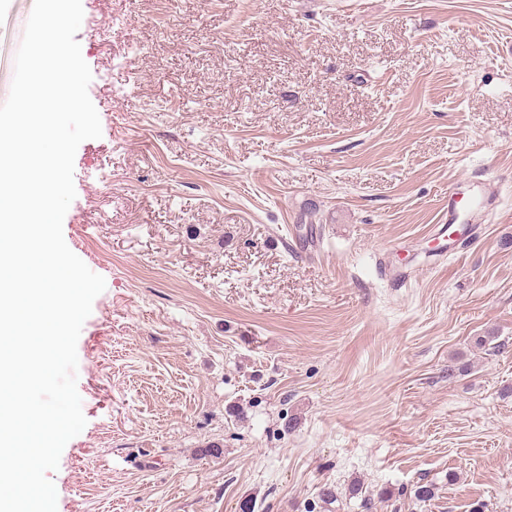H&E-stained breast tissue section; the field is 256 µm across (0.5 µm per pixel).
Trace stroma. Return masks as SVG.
<instances>
[{"label": "stroma", "mask_w": 512, "mask_h": 512, "mask_svg": "<svg viewBox=\"0 0 512 512\" xmlns=\"http://www.w3.org/2000/svg\"><path fill=\"white\" fill-rule=\"evenodd\" d=\"M33 5L0 0V103ZM82 7L63 234L106 288L57 512H512L507 0ZM456 179L497 196L444 248Z\"/></svg>", "instance_id": "obj_1"}]
</instances>
